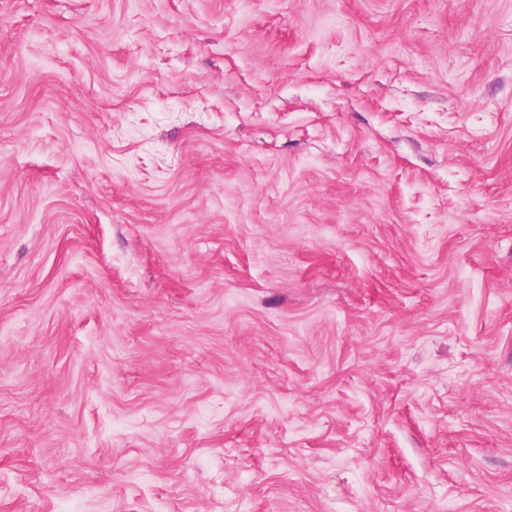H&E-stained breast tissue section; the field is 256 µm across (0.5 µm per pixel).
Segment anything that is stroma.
I'll return each instance as SVG.
<instances>
[{
    "instance_id": "obj_1",
    "label": "stroma",
    "mask_w": 512,
    "mask_h": 512,
    "mask_svg": "<svg viewBox=\"0 0 512 512\" xmlns=\"http://www.w3.org/2000/svg\"><path fill=\"white\" fill-rule=\"evenodd\" d=\"M512 512V0H0V512Z\"/></svg>"
}]
</instances>
